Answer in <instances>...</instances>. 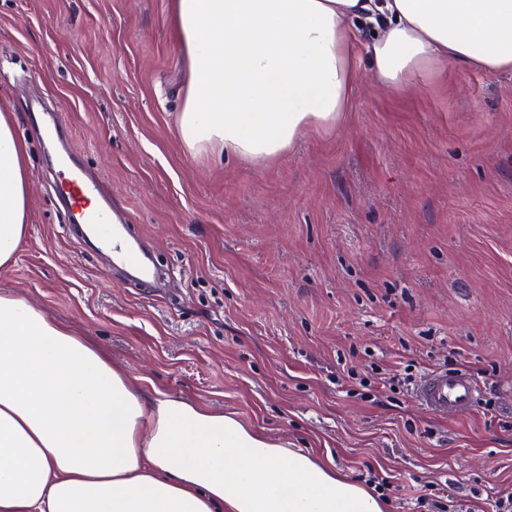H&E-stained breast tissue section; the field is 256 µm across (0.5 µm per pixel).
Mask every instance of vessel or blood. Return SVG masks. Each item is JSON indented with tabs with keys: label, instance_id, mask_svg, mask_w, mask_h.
<instances>
[{
	"label": "vessel or blood",
	"instance_id": "1",
	"mask_svg": "<svg viewBox=\"0 0 512 512\" xmlns=\"http://www.w3.org/2000/svg\"><path fill=\"white\" fill-rule=\"evenodd\" d=\"M56 189L67 206L70 223L95 227L114 263L137 265L134 250L112 230V208L106 205L98 181L73 158L60 163ZM417 398L428 411L455 419L474 409L479 391L466 372L438 371L423 379Z\"/></svg>",
	"mask_w": 512,
	"mask_h": 512
}]
</instances>
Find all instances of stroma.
Masks as SVG:
<instances>
[{
	"label": "stroma",
	"mask_w": 512,
	"mask_h": 512,
	"mask_svg": "<svg viewBox=\"0 0 512 512\" xmlns=\"http://www.w3.org/2000/svg\"><path fill=\"white\" fill-rule=\"evenodd\" d=\"M187 80L173 0H0V104L30 173L0 292L145 393L386 479L390 512H494L512 495V72L456 65L392 92L359 65L343 120L262 164L183 148ZM33 94L155 254L149 286L69 228ZM458 369L481 391L457 419L399 382Z\"/></svg>",
	"instance_id": "1"
}]
</instances>
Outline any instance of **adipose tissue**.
<instances>
[{"label": "adipose tissue", "mask_w": 512, "mask_h": 512, "mask_svg": "<svg viewBox=\"0 0 512 512\" xmlns=\"http://www.w3.org/2000/svg\"><path fill=\"white\" fill-rule=\"evenodd\" d=\"M192 153L280 157L346 112L358 61L403 90L512 70V0H174ZM26 147L0 111V268L26 235ZM0 512H385L379 492L236 414L146 397L69 325L0 293Z\"/></svg>", "instance_id": "obj_1"}]
</instances>
